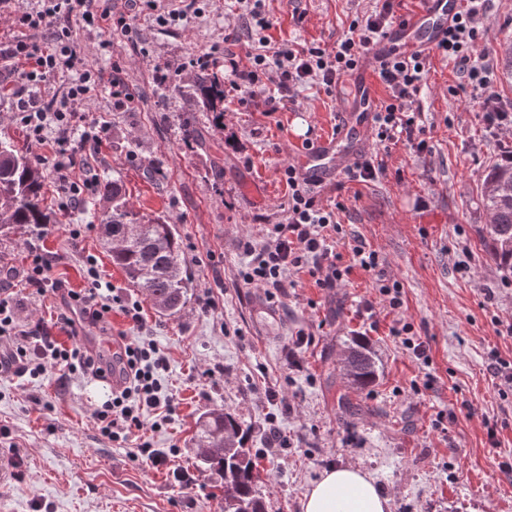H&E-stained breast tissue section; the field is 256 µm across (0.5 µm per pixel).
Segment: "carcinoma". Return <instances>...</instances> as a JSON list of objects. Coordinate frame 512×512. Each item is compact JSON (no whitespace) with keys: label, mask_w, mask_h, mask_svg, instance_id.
<instances>
[{"label":"carcinoma","mask_w":512,"mask_h":512,"mask_svg":"<svg viewBox=\"0 0 512 512\" xmlns=\"http://www.w3.org/2000/svg\"><path fill=\"white\" fill-rule=\"evenodd\" d=\"M193 98L212 125H224L223 74L198 76ZM180 130L182 142L199 141L194 115L182 117ZM44 187L41 164L1 141V234L53 223V211L44 204ZM98 187L112 199V211L99 224L112 264L141 290L158 313L177 314L190 299L192 276L184 265L175 228L160 219L144 222L136 217L123 200L118 180L104 177ZM481 203L493 214L492 223L483 228V241L505 275L512 276V164L492 166L482 183ZM344 374L351 384L361 388L376 382L378 367L363 341H356V347L350 350ZM245 433L241 421L218 408L204 413L197 422L195 458L201 466L217 469L224 475V512H265Z\"/></svg>","instance_id":"cac0c4a2"}]
</instances>
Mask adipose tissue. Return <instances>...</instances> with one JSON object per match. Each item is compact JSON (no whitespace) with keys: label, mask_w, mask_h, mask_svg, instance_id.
<instances>
[{"label":"adipose tissue","mask_w":512,"mask_h":512,"mask_svg":"<svg viewBox=\"0 0 512 512\" xmlns=\"http://www.w3.org/2000/svg\"><path fill=\"white\" fill-rule=\"evenodd\" d=\"M302 512H389V500L362 469L325 470L301 502Z\"/></svg>","instance_id":"1"}]
</instances>
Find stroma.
<instances>
[{"mask_svg": "<svg viewBox=\"0 0 512 512\" xmlns=\"http://www.w3.org/2000/svg\"><path fill=\"white\" fill-rule=\"evenodd\" d=\"M376 0H271L272 41L330 49L351 21L371 13ZM231 0H214L209 18L161 29L146 16L141 38L114 41L113 59L99 58L95 32L77 37L90 61L120 65L135 96L131 110L113 111L106 94L82 104L89 117L110 122V142L88 177L120 179L130 209L144 219L163 217L182 241L193 295L173 316H160L141 291L113 266L91 215L111 204L93 192L78 209H59L63 192L52 176L49 151L31 148L25 127L0 103V141H8L48 171L55 221L39 230L0 236V272L8 274L17 314L26 329L60 335L58 298L25 282L30 246L58 255L55 279L87 288L83 257L94 256L116 294L143 304L150 336L169 359L160 374L178 404L173 423L149 432L171 464L154 468L135 446L117 448L94 428L92 413L105 401L85 377L61 380L59 371L31 380L0 374V427L12 448L0 446V512H223L224 477L198 469L190 438L199 415L230 411L250 429L266 512H301L300 501L330 468L367 472L390 512H512V392L501 393L488 365L492 353L512 357V337L495 320L512 321V286L490 257L480 230L489 216L481 184L512 137L489 129L479 105L459 92L451 64L431 55L416 98L430 152L392 146L385 175L365 183L340 178L321 189L322 200L342 202L344 236L336 250L350 265V246L362 238L380 257L386 278L403 286L404 303L390 309L371 273L352 267L336 288L317 287L308 273L277 298L238 285L240 243L261 238L281 221L288 201L283 169L298 141L335 134V96L307 89L294 104L264 115L261 102L224 97V124L214 127L192 99L197 73L188 62L224 42ZM479 46L496 70L500 104L512 109V75L501 44L512 37V0H492ZM170 80L157 84L156 66ZM192 112L201 141L186 148L177 118ZM83 227L73 240L68 227ZM469 253V269L455 262ZM212 265H203L207 255ZM223 294L205 312L207 291ZM411 323L425 342L421 362L390 334L395 321ZM309 335L299 341V332ZM371 348L379 377L374 387L350 385L343 365L352 337ZM276 427L284 446L267 445Z\"/></svg>", "mask_w": 512, "mask_h": 512, "instance_id": "stroma-1", "label": "stroma"}]
</instances>
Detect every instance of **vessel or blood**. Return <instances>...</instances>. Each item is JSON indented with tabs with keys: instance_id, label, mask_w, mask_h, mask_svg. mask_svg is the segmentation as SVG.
Here are the masks:
<instances>
[{
	"instance_id": "1",
	"label": "vessel or blood",
	"mask_w": 512,
	"mask_h": 512,
	"mask_svg": "<svg viewBox=\"0 0 512 512\" xmlns=\"http://www.w3.org/2000/svg\"><path fill=\"white\" fill-rule=\"evenodd\" d=\"M461 4L462 0H424L420 9L392 24L370 48L353 90L336 93V109L341 114L336 133L315 141L298 157V167L311 186L338 178L366 145L378 108L376 74L381 58L394 51L433 48L445 36Z\"/></svg>"
}]
</instances>
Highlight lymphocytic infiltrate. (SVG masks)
Masks as SVG:
<instances>
[{
    "label": "lymphocytic infiltrate",
    "instance_id": "lymphocytic-infiltrate-1",
    "mask_svg": "<svg viewBox=\"0 0 512 512\" xmlns=\"http://www.w3.org/2000/svg\"><path fill=\"white\" fill-rule=\"evenodd\" d=\"M246 22L249 51L247 64H240L231 49L218 46L202 52L191 61L192 68H223L234 88L244 90L250 99H262L265 114L271 115L294 101L308 88L332 91L357 69L363 49L373 45L395 17L394 0H382L379 9L355 19L351 36L337 42L334 50L272 42L265 0H236ZM127 10L115 8L112 0H30L22 7L19 0H0V12L8 14L23 37L0 41V85H5L11 110L25 127L32 147L50 148L53 171L67 195L61 202L65 211L78 208L95 181L77 171V156L95 158L110 138L108 123L78 113L77 105L89 101L98 86H106L115 111H123L134 97L120 74L104 78L101 68L90 62L77 40L78 30L91 27L102 32L99 51H108L111 38L133 37L134 11L150 14L156 25L168 27L209 15L211 0H127ZM488 0H463L451 20L445 37L437 44L438 53L448 58L478 99L487 127H512V112L503 109L494 90L495 74L478 46L483 38L481 20ZM51 30L50 43L27 39L30 31ZM429 70V56L421 52H393L380 62L378 76L388 95L373 116L376 136L383 147L404 141L417 153L427 152L421 112L414 103ZM63 80L61 95L51 96L47 85ZM288 204L283 222L273 225L266 240L241 243L246 258L238 277L244 284L287 290L291 273L308 271L322 288L335 287L344 276L341 257L335 251L341 226L333 209L319 204L313 191L301 182L295 167L284 170ZM58 256L30 248L25 282L44 292L52 288L59 295L57 321L67 327L84 323L107 332L113 304H120L133 332L119 336L122 346L121 382L112 397L95 412L98 435L111 443H126L145 425L147 413H157L160 422L173 419L176 405L162 391L158 379L168 365L167 356L154 340L144 336L145 323L138 302L119 303L111 288L102 286L95 261H88L89 288L76 291L53 279ZM17 375L39 377L59 369L64 375L102 374L109 366L92 356L79 342L59 343L44 329H22L15 317L10 289L0 286V369Z\"/></svg>",
    "mask_w": 512,
    "mask_h": 512
}]
</instances>
